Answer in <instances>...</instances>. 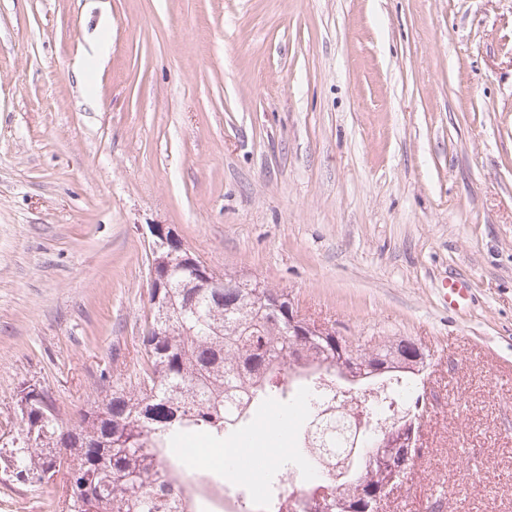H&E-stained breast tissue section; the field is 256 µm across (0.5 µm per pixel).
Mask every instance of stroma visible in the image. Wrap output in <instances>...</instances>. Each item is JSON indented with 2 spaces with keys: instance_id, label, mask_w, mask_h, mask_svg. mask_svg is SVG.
<instances>
[{
  "instance_id": "1",
  "label": "stroma",
  "mask_w": 512,
  "mask_h": 512,
  "mask_svg": "<svg viewBox=\"0 0 512 512\" xmlns=\"http://www.w3.org/2000/svg\"><path fill=\"white\" fill-rule=\"evenodd\" d=\"M152 224L352 344L430 351L387 512H512V0H0V445L26 386L71 426L135 381ZM194 445L201 512L216 475L263 498ZM64 484L0 460V512Z\"/></svg>"
}]
</instances>
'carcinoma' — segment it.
Returning <instances> with one entry per match:
<instances>
[{"instance_id": "1", "label": "carcinoma", "mask_w": 512, "mask_h": 512, "mask_svg": "<svg viewBox=\"0 0 512 512\" xmlns=\"http://www.w3.org/2000/svg\"><path fill=\"white\" fill-rule=\"evenodd\" d=\"M193 267L173 269L169 287L150 293V320L142 336L143 365L135 385L111 389L107 410L90 404L77 425L64 429L51 399L27 387L20 391L21 426L10 441L16 453L9 464L16 476L42 479L47 470L66 464V487L87 494L90 508L69 512H193L189 462L175 445L190 434L215 444L227 435L247 433L254 415L265 405L305 400L307 413L322 422L328 406L346 397L331 387L319 392L316 381L333 378L334 336H299L288 330V309L271 308L279 292L258 282L235 281L225 287L217 275L209 288H184ZM394 341L358 350L360 364L371 365L388 356ZM304 361L314 372H298L289 383L281 379ZM400 413L403 424L420 428L422 410L393 398L375 420ZM288 461L276 478L264 477L266 512H313L316 491L295 498L280 491L290 474ZM381 476L360 483L327 478L330 501L343 509L364 512L381 484Z\"/></svg>"}]
</instances>
